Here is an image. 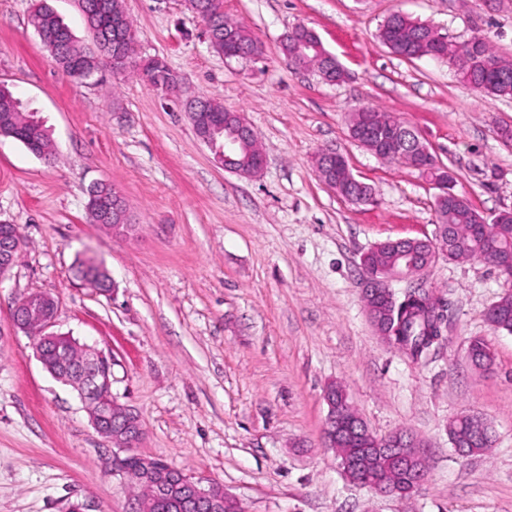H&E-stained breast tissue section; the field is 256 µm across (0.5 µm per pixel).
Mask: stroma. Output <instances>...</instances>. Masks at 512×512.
Listing matches in <instances>:
<instances>
[{
    "label": "stroma",
    "mask_w": 512,
    "mask_h": 512,
    "mask_svg": "<svg viewBox=\"0 0 512 512\" xmlns=\"http://www.w3.org/2000/svg\"><path fill=\"white\" fill-rule=\"evenodd\" d=\"M33 0H0V86L44 119L45 162L0 135V222L25 245L0 278V512H134L111 443L76 392L34 356L12 321L33 290L57 303L55 332L102 352L112 394L141 417L139 454L217 483L239 512H512V334L485 313L505 289L483 263L440 258L394 282L445 299L446 340L414 362L367 316L361 256L375 243L432 235L435 189L417 169L386 162L349 137V116L375 106L419 132L485 216L512 206V99L460 82L453 65L392 55L377 31L400 11L461 42L481 34L512 59V0H224V15L263 45L258 61L215 52L185 0H124L138 56L164 58L182 85L243 113L266 155L259 176L225 171L173 96L139 77L76 82L29 23ZM314 29L348 71L339 84L289 68L281 37ZM348 156L372 185L356 206L320 181L319 150ZM122 194L136 231L91 224L87 191ZM101 260L105 294L75 278L77 258ZM488 342L476 369L470 338ZM346 388L370 430L413 433L427 465L423 490L373 495L323 445L330 383ZM492 427L491 448L468 457L448 426L460 413ZM468 358L476 368L481 370H489L494 364L489 346L483 339L478 337H474L469 341Z\"/></svg>",
    "instance_id": "1"
}]
</instances>
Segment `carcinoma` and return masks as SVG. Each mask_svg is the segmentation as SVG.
I'll use <instances>...</instances> for the list:
<instances>
[{
	"mask_svg": "<svg viewBox=\"0 0 512 512\" xmlns=\"http://www.w3.org/2000/svg\"><path fill=\"white\" fill-rule=\"evenodd\" d=\"M92 36L95 49L90 50L75 39L58 14L47 4L39 3L30 12V24L37 34L54 36L61 46L50 47L47 51L63 71L77 81L83 80L82 73H97L103 70L121 68L137 75L150 78L156 86L166 87L174 75L165 61L153 58H137L133 47L134 35L131 23L123 9L122 0H107L104 11L93 9L95 0H78ZM190 11L206 8L219 23H224L223 0H187ZM422 25L418 19L407 15L391 14L378 28V39L399 57L418 60L425 57L447 59L454 63L452 52L437 54L439 48L422 41ZM473 43L474 55L465 68H457L460 80L474 90L495 98H512V63L499 56L484 35L469 38ZM0 134L11 137L24 145L31 153L51 157L52 140L43 123L34 114L23 109L20 100L7 88L0 87ZM438 221L448 226V259H476L488 257L495 260L491 267L512 259V220H489L474 209L470 203L461 200L437 204ZM404 250V243L397 242L372 249L364 254L362 261L374 268L384 269L392 265L398 254ZM75 276L96 288L104 287L107 270L93 258L80 259L74 265ZM393 302L390 307V329L392 339L406 350L414 361L425 360L432 351V337L442 335V315L438 310L441 298H432L423 288H410L402 293L390 290ZM487 322L496 330L512 334V289H507L486 311ZM468 358L472 364L488 370L493 366V355L481 338L469 341ZM448 435L452 444H462L469 454L478 453L492 445L494 435L491 427L479 416L461 414L449 425ZM342 451L358 459L366 470L386 466V460L374 459L363 451V444L357 438H349L339 444ZM140 455L135 453L127 458V469L133 483L140 489V496L146 499L150 489L138 481Z\"/></svg>",
	"mask_w": 512,
	"mask_h": 512,
	"instance_id": "obj_1",
	"label": "carcinoma"
}]
</instances>
